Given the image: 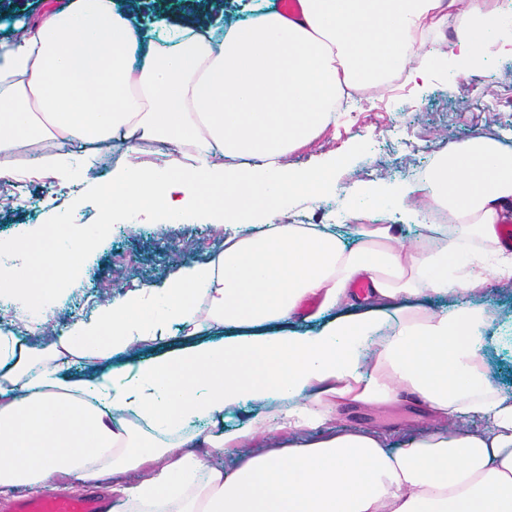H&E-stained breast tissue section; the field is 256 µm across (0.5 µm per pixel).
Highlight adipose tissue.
<instances>
[{
	"label": "adipose tissue",
	"mask_w": 512,
	"mask_h": 512,
	"mask_svg": "<svg viewBox=\"0 0 512 512\" xmlns=\"http://www.w3.org/2000/svg\"><path fill=\"white\" fill-rule=\"evenodd\" d=\"M226 33L158 16L142 30L116 0H69L0 38V180L11 157L52 146L34 171L77 173L68 147L116 140L170 146L176 163L128 164L100 184L106 215L178 220L204 212L234 233L215 258L174 270L74 323L47 350L0 331V494L108 485L111 512H512V392L488 373L496 313L473 303L488 279L512 285V146L477 136L439 151L422 182L349 200L444 212L410 244L391 224H285L293 203L335 191L334 165L293 169L290 152L336 120L349 91L396 73L472 74L512 41L496 0H299ZM452 25L448 47L426 35ZM96 237L47 224L17 239L24 274H0L32 329ZM369 280L357 294L352 284ZM436 295L447 309L425 304ZM221 328L222 337L204 338ZM184 336L190 345L173 347ZM168 350L142 356L144 346ZM411 400L432 425L392 441L336 429L337 406ZM253 412L243 426L224 415ZM485 419L480 431L467 419ZM308 430L317 439H304ZM286 433L287 444L209 457ZM281 433L273 432L266 440L262 441H247L244 444L240 446V448H230L226 453H214L209 458V463L212 466L219 467V468H230L235 464L236 459L241 454H255L260 453L265 450L264 447L267 445H279L282 440Z\"/></svg>",
	"instance_id": "obj_1"
}]
</instances>
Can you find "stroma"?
Segmentation results:
<instances>
[{"label":"stroma","mask_w":512,"mask_h":512,"mask_svg":"<svg viewBox=\"0 0 512 512\" xmlns=\"http://www.w3.org/2000/svg\"><path fill=\"white\" fill-rule=\"evenodd\" d=\"M489 133L512 144V53L492 52L476 75L434 72L426 83L405 84L387 101L353 103L337 113L312 143L288 157L293 168L318 166L335 156L343 161L337 185L351 195L370 185L400 180L401 169L429 166L434 153L449 144ZM99 164L87 181H66L49 173L0 180V241L15 239L42 224H101L105 215L95 178L111 175L129 162L161 164V148L126 152L108 143L96 148ZM229 230L202 213L156 223L138 216L135 222L110 224L106 237L82 259L57 309L54 333H22L34 350L45 349L55 333L67 331L80 313L135 288L162 285L175 266L210 259L223 250ZM475 302L497 310L501 325L490 344V370L512 389V288L489 280ZM337 427L376 429L398 438L430 425L423 407L404 403L389 408L347 404L335 414Z\"/></svg>","instance_id":"stroma-1"}]
</instances>
